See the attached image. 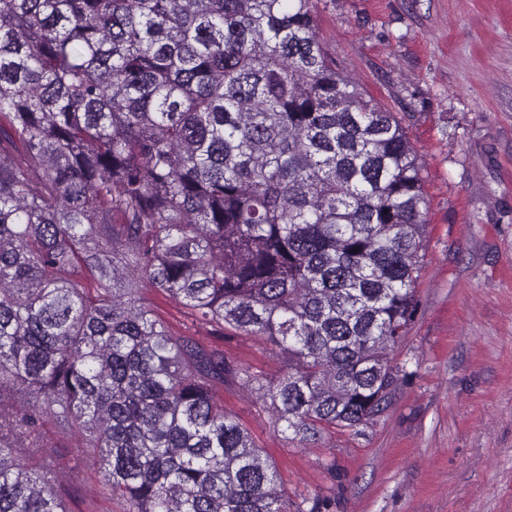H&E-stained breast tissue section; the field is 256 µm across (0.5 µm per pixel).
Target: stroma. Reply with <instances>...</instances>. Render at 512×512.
<instances>
[{
  "label": "stroma",
  "mask_w": 512,
  "mask_h": 512,
  "mask_svg": "<svg viewBox=\"0 0 512 512\" xmlns=\"http://www.w3.org/2000/svg\"><path fill=\"white\" fill-rule=\"evenodd\" d=\"M320 39L360 92L398 113L427 200L417 310L387 411L362 433L288 442L249 391L216 388L277 471L290 512H512V0H316ZM178 336L205 337L163 295ZM225 355L286 363L230 331ZM67 512H124L65 424L41 429Z\"/></svg>",
  "instance_id": "obj_1"
}]
</instances>
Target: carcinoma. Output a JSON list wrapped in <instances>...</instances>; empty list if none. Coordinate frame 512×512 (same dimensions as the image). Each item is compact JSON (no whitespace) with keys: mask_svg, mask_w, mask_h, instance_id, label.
<instances>
[{"mask_svg":"<svg viewBox=\"0 0 512 512\" xmlns=\"http://www.w3.org/2000/svg\"><path fill=\"white\" fill-rule=\"evenodd\" d=\"M397 116L336 70L314 0H0V512H66L45 418L126 512H288L224 410L300 444L384 413L427 201ZM259 336L276 377L175 336ZM155 313L166 323L169 330L178 336H197L214 342L232 361L254 371H263L277 376L286 370V363L278 349L256 336L226 330L224 341L207 336L206 329L198 325L190 310L176 304L163 295H150Z\"/></svg>","mask_w":512,"mask_h":512,"instance_id":"cac0c4a2","label":"carcinoma"}]
</instances>
